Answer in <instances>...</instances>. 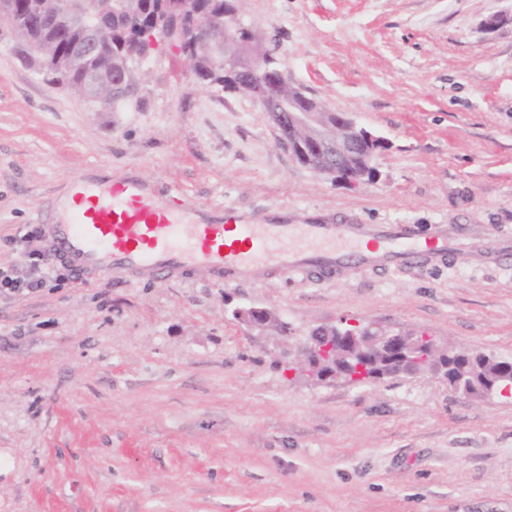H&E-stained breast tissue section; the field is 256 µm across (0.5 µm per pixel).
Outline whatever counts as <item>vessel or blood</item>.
Masks as SVG:
<instances>
[{"mask_svg": "<svg viewBox=\"0 0 512 512\" xmlns=\"http://www.w3.org/2000/svg\"><path fill=\"white\" fill-rule=\"evenodd\" d=\"M68 191L67 222L46 230L48 255L81 273L177 278L203 269L224 282L260 281L271 269L332 277L351 261L397 268L435 256L411 224H244L230 206L214 220L197 204L170 206L143 177L76 179Z\"/></svg>", "mask_w": 512, "mask_h": 512, "instance_id": "b4317fda", "label": "vessel or blood"}]
</instances>
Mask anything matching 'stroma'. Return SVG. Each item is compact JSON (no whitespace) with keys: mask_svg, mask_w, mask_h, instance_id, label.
Masks as SVG:
<instances>
[{"mask_svg":"<svg viewBox=\"0 0 512 512\" xmlns=\"http://www.w3.org/2000/svg\"><path fill=\"white\" fill-rule=\"evenodd\" d=\"M293 83L381 136L375 174L319 175L253 97L162 48L97 109L0 44V269L30 277L77 176L145 177L249 224L446 229L423 268L219 282L81 277L0 293V512H512V397L442 376L312 383L281 354L343 322L512 358V0H241ZM264 307L287 339L233 308Z\"/></svg>","mask_w":512,"mask_h":512,"instance_id":"1","label":"stroma"}]
</instances>
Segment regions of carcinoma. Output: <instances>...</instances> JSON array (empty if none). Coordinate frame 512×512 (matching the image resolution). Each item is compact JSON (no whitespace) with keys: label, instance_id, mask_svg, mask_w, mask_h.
Listing matches in <instances>:
<instances>
[{"label":"carcinoma","instance_id":"1","mask_svg":"<svg viewBox=\"0 0 512 512\" xmlns=\"http://www.w3.org/2000/svg\"><path fill=\"white\" fill-rule=\"evenodd\" d=\"M58 0H0V44L11 46L25 63L37 60L39 71L52 83L84 92L85 76L90 72L112 70V76L130 69L145 48L144 32L160 25L175 41L186 39L191 45L190 64L197 81L229 92L251 94V84L258 76L274 75L277 65L267 62L268 50L260 47L256 37L240 31L238 40L228 45L241 70L235 83L222 79V60L215 51L224 45V0H86L85 15L79 21L66 20L59 28H39V16L52 13ZM96 28L100 51L77 62L68 61L71 45L88 38L87 26ZM50 44L53 52L40 55L34 48ZM434 368H448V375L463 377L469 385L485 386L493 379L498 363L474 352L458 360L450 359L440 349L433 350Z\"/></svg>","mask_w":512,"mask_h":512}]
</instances>
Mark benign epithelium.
<instances>
[{"instance_id": "1", "label": "benign epithelium", "mask_w": 512, "mask_h": 512, "mask_svg": "<svg viewBox=\"0 0 512 512\" xmlns=\"http://www.w3.org/2000/svg\"><path fill=\"white\" fill-rule=\"evenodd\" d=\"M76 0H65L60 14H49L41 19L47 26L58 27L62 18L74 14ZM279 79L263 81L258 94L262 111L266 112L279 130L294 134L304 128H311L310 143L314 148V158L306 167L317 174L341 176L350 184L364 179L358 172L355 160L372 155L383 140L367 129L360 127L350 118L336 114V126L321 123L317 119L327 108L319 101L306 96L303 89L295 86L288 97L281 93L282 83L287 81L283 70H278ZM247 325L262 330L271 329L284 335L283 323L268 309L250 307L236 311ZM364 347L369 354L387 356V368L379 378L400 374H420L429 371L426 366V350L436 346L415 336L395 333L381 328L347 324L332 328L330 336H311L305 347V359L301 364L289 363L290 371L312 382H325L329 379L346 377L345 371H336L339 347Z\"/></svg>"}]
</instances>
